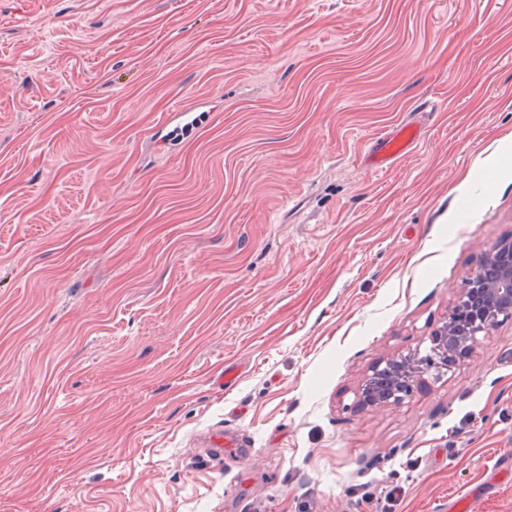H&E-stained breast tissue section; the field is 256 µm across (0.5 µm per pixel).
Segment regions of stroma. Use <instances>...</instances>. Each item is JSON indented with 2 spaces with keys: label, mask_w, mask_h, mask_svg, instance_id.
Listing matches in <instances>:
<instances>
[{
  "label": "stroma",
  "mask_w": 512,
  "mask_h": 512,
  "mask_svg": "<svg viewBox=\"0 0 512 512\" xmlns=\"http://www.w3.org/2000/svg\"><path fill=\"white\" fill-rule=\"evenodd\" d=\"M505 140L512 0H0V512H512V320L357 406L512 236ZM420 138L419 130L412 124H403L389 134L381 137L375 149L367 158V164L376 170H382L398 162L409 154ZM206 448H217L218 456L223 458L224 448H246V444L235 435L225 434L223 428L213 429L206 438ZM216 455V456H217Z\"/></svg>",
  "instance_id": "1"
}]
</instances>
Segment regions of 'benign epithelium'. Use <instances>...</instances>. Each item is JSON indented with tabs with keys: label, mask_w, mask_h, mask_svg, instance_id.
Returning <instances> with one entry per match:
<instances>
[{
	"label": "benign epithelium",
	"mask_w": 512,
	"mask_h": 512,
	"mask_svg": "<svg viewBox=\"0 0 512 512\" xmlns=\"http://www.w3.org/2000/svg\"><path fill=\"white\" fill-rule=\"evenodd\" d=\"M493 266L471 275L446 321L430 336L429 352L388 362L365 382L364 406L397 403L413 392L417 378L433 369L451 370L480 335L512 319V237L500 240L482 259Z\"/></svg>",
	"instance_id": "obj_1"
}]
</instances>
